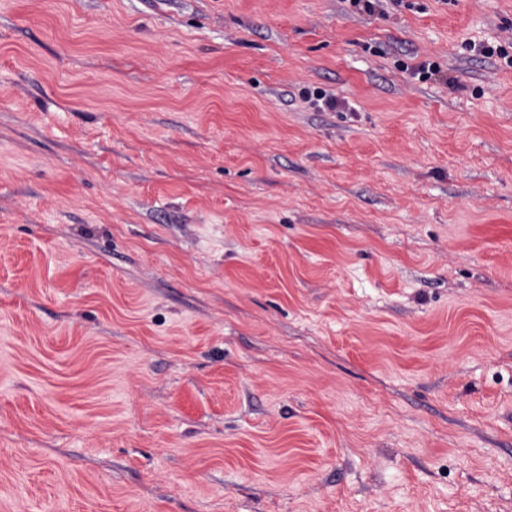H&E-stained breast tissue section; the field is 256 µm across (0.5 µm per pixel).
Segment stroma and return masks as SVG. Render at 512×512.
<instances>
[{"instance_id": "stroma-1", "label": "stroma", "mask_w": 512, "mask_h": 512, "mask_svg": "<svg viewBox=\"0 0 512 512\" xmlns=\"http://www.w3.org/2000/svg\"><path fill=\"white\" fill-rule=\"evenodd\" d=\"M482 44L512 0H0V512H512Z\"/></svg>"}]
</instances>
